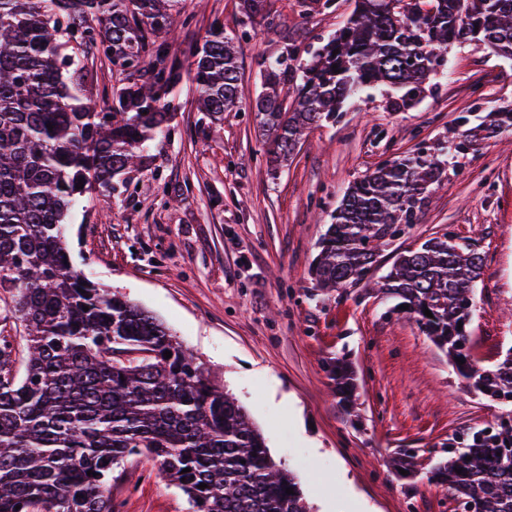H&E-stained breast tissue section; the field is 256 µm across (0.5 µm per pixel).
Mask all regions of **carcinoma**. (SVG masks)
Returning <instances> with one entry per match:
<instances>
[{
    "label": "carcinoma",
    "instance_id": "carcinoma-1",
    "mask_svg": "<svg viewBox=\"0 0 512 512\" xmlns=\"http://www.w3.org/2000/svg\"><path fill=\"white\" fill-rule=\"evenodd\" d=\"M388 2L356 0L347 23L305 64L287 38L265 66L254 109L271 134L264 153L272 169L288 164L307 131L336 118L362 88L387 85L403 91L402 102L415 99L453 44L483 41L512 58V0H406L402 12ZM181 4L0 0V288L13 290L24 341L18 375L14 344L0 338V512H115L112 472L131 456L156 463L192 512H312L232 394L211 384L158 318L91 284L70 262L64 226L77 196L112 187L168 125L161 100L181 81L183 63L160 35L187 24ZM265 6L238 0L239 23L260 16L267 29L281 30ZM66 37L114 65L132 60L147 80L112 90L111 105L95 111L63 74ZM190 57L197 110L217 125L238 104V48L221 24ZM505 128H512L508 107L490 113L455 151ZM447 166L446 158L408 153L354 181L318 243L315 288L330 293L364 280L396 229L416 223ZM482 267L475 249L434 237L396 254L376 291L395 310L409 305L406 313L470 390L511 402L512 349L492 368L473 354ZM326 371L340 393L355 389L344 361ZM395 465L415 473L416 450H400ZM431 474L464 512H512V421L472 433L463 448L448 446Z\"/></svg>",
    "mask_w": 512,
    "mask_h": 512
}]
</instances>
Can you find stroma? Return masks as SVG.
I'll use <instances>...</instances> for the list:
<instances>
[{"mask_svg": "<svg viewBox=\"0 0 512 512\" xmlns=\"http://www.w3.org/2000/svg\"><path fill=\"white\" fill-rule=\"evenodd\" d=\"M299 2L266 0L288 21L281 35L259 22L242 33L236 0H184L190 24L171 38L172 52L187 59L223 22L239 47L240 107L198 134L203 115L183 75L165 95L174 118L147 142L141 166L120 175L116 191L76 201L70 257L89 280L170 328L247 410L315 512H448V488L431 468L450 442L497 426L512 404L471 392L417 325L366 283L315 294L309 267L351 182L395 155L441 152L512 104V60L480 42L452 45L438 87L412 108L388 109V91L362 90L336 119L313 126L274 174L251 109L260 64L286 35L315 51L354 9V0H337L333 13L305 15ZM76 58L82 99L98 110L113 88L142 79L89 47ZM442 234L483 257L473 352L494 366L512 348V129L450 155L441 187L417 224L381 252L371 278L397 253ZM336 358L357 379L347 406L324 370ZM403 448L418 450L417 474L393 467ZM148 465L130 458L115 469V512H190L180 489L146 475Z\"/></svg>", "mask_w": 512, "mask_h": 512, "instance_id": "35a3bbf8", "label": "stroma"}]
</instances>
